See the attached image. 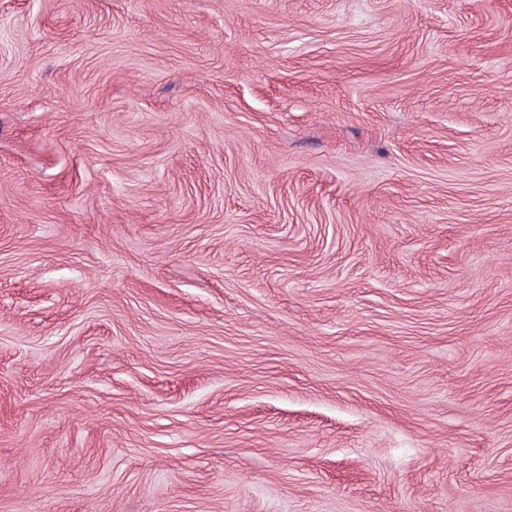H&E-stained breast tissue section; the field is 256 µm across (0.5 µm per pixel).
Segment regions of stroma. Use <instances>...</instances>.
<instances>
[{
  "mask_svg": "<svg viewBox=\"0 0 512 512\" xmlns=\"http://www.w3.org/2000/svg\"><path fill=\"white\" fill-rule=\"evenodd\" d=\"M0 512H512V0H0Z\"/></svg>",
  "mask_w": 512,
  "mask_h": 512,
  "instance_id": "1",
  "label": "stroma"
}]
</instances>
